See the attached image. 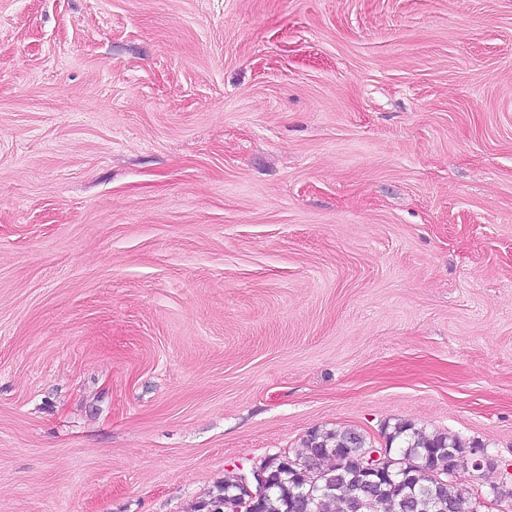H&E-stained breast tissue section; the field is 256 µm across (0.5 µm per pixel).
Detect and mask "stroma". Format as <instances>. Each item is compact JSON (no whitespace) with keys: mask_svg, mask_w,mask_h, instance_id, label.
<instances>
[{"mask_svg":"<svg viewBox=\"0 0 512 512\" xmlns=\"http://www.w3.org/2000/svg\"><path fill=\"white\" fill-rule=\"evenodd\" d=\"M400 420L512 490V0H0V512Z\"/></svg>","mask_w":512,"mask_h":512,"instance_id":"35a3bbf8","label":"stroma"}]
</instances>
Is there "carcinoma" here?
Returning <instances> with one entry per match:
<instances>
[{"label":"carcinoma","mask_w":512,"mask_h":512,"mask_svg":"<svg viewBox=\"0 0 512 512\" xmlns=\"http://www.w3.org/2000/svg\"><path fill=\"white\" fill-rule=\"evenodd\" d=\"M387 444L399 443L393 457L415 464L427 474L445 473L448 483L441 494L449 512H475L472 493L448 474V450L458 455L467 446L456 436L435 432L427 434L414 425L401 421L386 434ZM305 452L295 455L307 473L319 477L308 485L293 469L275 463L278 475L273 487L261 503L262 512H302V499L308 501V512H435L430 481L414 473L417 481L406 483L401 477L377 480L364 488L359 474L355 449L369 447L367 437L342 429H315L304 439ZM239 493L238 475L231 472L209 495L207 504L214 512H223L224 504L233 503Z\"/></svg>","instance_id":"obj_1"}]
</instances>
